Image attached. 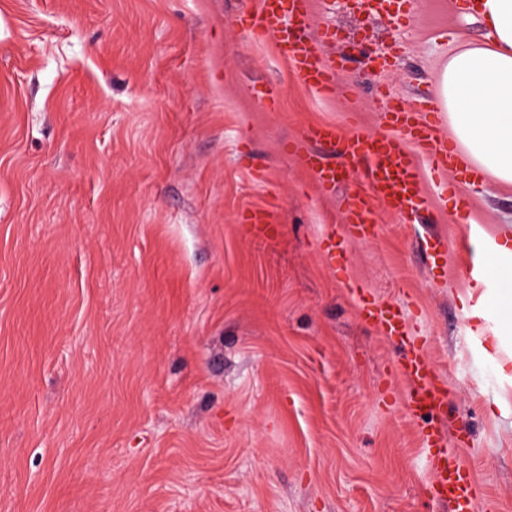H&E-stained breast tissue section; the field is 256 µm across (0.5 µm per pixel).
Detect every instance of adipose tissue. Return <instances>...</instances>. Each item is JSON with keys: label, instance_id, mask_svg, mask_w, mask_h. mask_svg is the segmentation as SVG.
<instances>
[{"label": "adipose tissue", "instance_id": "obj_1", "mask_svg": "<svg viewBox=\"0 0 512 512\" xmlns=\"http://www.w3.org/2000/svg\"><path fill=\"white\" fill-rule=\"evenodd\" d=\"M481 34L442 63L438 97L462 159L512 183V0H468Z\"/></svg>", "mask_w": 512, "mask_h": 512}]
</instances>
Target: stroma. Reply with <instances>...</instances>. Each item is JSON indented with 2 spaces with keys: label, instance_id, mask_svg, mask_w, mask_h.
I'll return each mask as SVG.
<instances>
[{
  "label": "stroma",
  "instance_id": "obj_1",
  "mask_svg": "<svg viewBox=\"0 0 512 512\" xmlns=\"http://www.w3.org/2000/svg\"><path fill=\"white\" fill-rule=\"evenodd\" d=\"M258 2L0 0V512H448L352 283L418 313L447 441L512 512V358L474 345L501 324L468 277L512 235V184L426 174L421 223L376 207L332 266L359 177L320 194L288 152L313 123L375 131L377 88L436 92L479 26L458 0L404 28L333 0L313 26L345 30L322 53L346 71L319 96L241 25Z\"/></svg>",
  "mask_w": 512,
  "mask_h": 512
}]
</instances>
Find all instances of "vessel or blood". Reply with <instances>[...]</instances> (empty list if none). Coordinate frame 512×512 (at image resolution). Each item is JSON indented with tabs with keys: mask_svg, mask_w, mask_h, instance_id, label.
Instances as JSON below:
<instances>
[{
	"mask_svg": "<svg viewBox=\"0 0 512 512\" xmlns=\"http://www.w3.org/2000/svg\"><path fill=\"white\" fill-rule=\"evenodd\" d=\"M312 0H262L258 12L248 18L250 30L272 39L279 57L301 82L318 95L331 94L345 72L341 56L323 58L319 44L340 42L339 29L326 26L319 40H308L304 32L311 26ZM381 129L377 132L354 130L339 135L335 125L322 123L308 127L303 136L289 143L290 153L300 157L322 193H333L347 173L361 171L357 187L343 200V233L329 235L321 243L328 262H336L350 241H368L375 235L373 200H380L391 212L417 218L428 200L426 183L419 171L427 164L438 175L453 174L470 181L474 176L456 146L443 132L442 108L437 97H422L405 106L394 95L378 94ZM340 149L342 164L326 160L325 150ZM361 317L376 325L387 340L400 343L403 354L394 372L409 387V403L422 425L418 431L425 448L431 477L424 486L425 497L448 505L450 512H491L493 505L480 501L474 478L451 454L443 438L448 387L443 373L426 353L423 339L416 336L402 306L379 307L369 304L358 285H351Z\"/></svg>",
	"mask_w": 512,
	"mask_h": 512,
	"instance_id": "obj_1",
	"label": "vessel or blood"
}]
</instances>
